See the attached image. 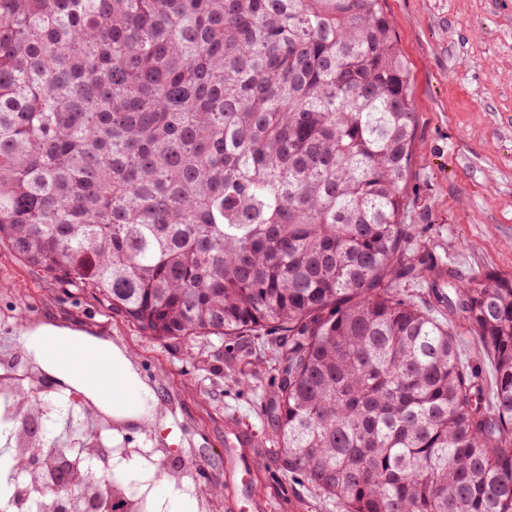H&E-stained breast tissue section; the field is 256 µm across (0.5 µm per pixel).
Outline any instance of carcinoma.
I'll list each match as a JSON object with an SVG mask.
<instances>
[{
	"label": "carcinoma",
	"instance_id": "1",
	"mask_svg": "<svg viewBox=\"0 0 512 512\" xmlns=\"http://www.w3.org/2000/svg\"><path fill=\"white\" fill-rule=\"evenodd\" d=\"M383 2L0 0V245L160 344L278 335L285 470L344 512H512V278L413 247ZM1 469L0 512L52 482Z\"/></svg>",
	"mask_w": 512,
	"mask_h": 512
}]
</instances>
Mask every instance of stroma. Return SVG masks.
<instances>
[{
  "mask_svg": "<svg viewBox=\"0 0 512 512\" xmlns=\"http://www.w3.org/2000/svg\"><path fill=\"white\" fill-rule=\"evenodd\" d=\"M409 63L418 114L408 221L416 248L452 276L475 271L512 277V0H385ZM58 323L129 351L155 395V425L119 424L128 447L199 463V486L220 483L223 512H342L280 466L269 408L281 377L274 337L202 339L188 347L149 340L92 292L49 280L0 247V362L41 376L43 393L75 405L48 414L44 432L74 448L93 418L83 393L50 376L28 355L27 324ZM180 442L168 444L169 428ZM246 440L226 459L229 435Z\"/></svg>",
  "mask_w": 512,
  "mask_h": 512,
  "instance_id": "obj_1",
  "label": "stroma"
}]
</instances>
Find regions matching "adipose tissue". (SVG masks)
Here are the masks:
<instances>
[{
	"instance_id": "ef3b65f1",
	"label": "adipose tissue",
	"mask_w": 512,
	"mask_h": 512,
	"mask_svg": "<svg viewBox=\"0 0 512 512\" xmlns=\"http://www.w3.org/2000/svg\"><path fill=\"white\" fill-rule=\"evenodd\" d=\"M24 339L27 349L49 373L84 392L115 420L153 426L149 410L154 395L140 377L128 351L97 340L86 332L50 324L26 330ZM85 348L94 349L96 363L110 371L114 383L112 393L89 386L85 365L73 361V353Z\"/></svg>"
}]
</instances>
